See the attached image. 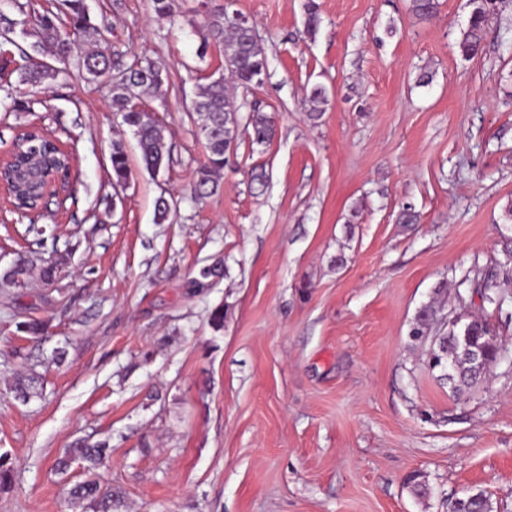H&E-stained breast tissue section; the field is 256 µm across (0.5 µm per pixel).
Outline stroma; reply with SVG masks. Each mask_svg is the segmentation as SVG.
Wrapping results in <instances>:
<instances>
[{"mask_svg": "<svg viewBox=\"0 0 512 512\" xmlns=\"http://www.w3.org/2000/svg\"><path fill=\"white\" fill-rule=\"evenodd\" d=\"M87 2L125 63H166L141 103L166 128L170 162L143 169L112 78L74 68L46 90L19 84L13 61L30 41L0 32V99L31 103L0 107V157L37 124L73 163L47 209L21 218L0 200V273L24 267L0 283V453L15 467L0 512H94L65 502L81 465L54 468L83 437L111 446L100 481L121 491L117 512H450L472 491L512 512V285L499 270L512 247V0H496L471 59L456 46L468 0H439L429 19L409 0H319L312 35L306 0H235L268 58L264 83L236 100L273 116L276 135L261 150L239 135L202 200L191 109L224 48L202 47L199 0H172L168 20L150 0ZM425 70L433 81L418 85ZM317 86L328 103L312 121ZM119 138L132 178L116 190ZM256 167L265 185L252 183ZM161 196L171 214L159 224ZM406 206L418 223H400ZM217 259L223 277L189 288ZM476 269L496 272L503 312L463 285ZM431 300L442 324L484 316L503 348L460 398L409 336ZM28 321L44 336L19 331ZM20 377L37 382L26 403L11 390ZM413 471L428 498L407 488Z\"/></svg>", "mask_w": 512, "mask_h": 512, "instance_id": "obj_1", "label": "stroma"}]
</instances>
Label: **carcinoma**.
<instances>
[{
  "instance_id": "obj_1",
  "label": "carcinoma",
  "mask_w": 512,
  "mask_h": 512,
  "mask_svg": "<svg viewBox=\"0 0 512 512\" xmlns=\"http://www.w3.org/2000/svg\"><path fill=\"white\" fill-rule=\"evenodd\" d=\"M493 2L495 0H470L472 10L468 26L457 42L463 57L472 58L481 52L486 27L494 8ZM2 6L12 8L18 13V17L11 18L0 10V22L5 24L4 32L12 33L18 28L22 35L36 38V42L31 45V51L22 50L19 53L20 62L16 65L15 72L21 84L50 86L58 80L66 79L69 75L68 65L74 38L89 29L100 31V28L90 22L87 0H61L56 11L46 10L33 15L24 10V5L19 0H0V7ZM438 6V0H410L411 11L423 19L432 17ZM319 22V5L315 0H307V33H315ZM201 39L206 45L212 42L223 45L224 56L230 61L233 84L246 89L262 84L261 78L267 71L265 49L254 39L252 29L235 25L232 14L222 9L207 11ZM45 45L54 48V57L60 66H53L38 58ZM119 56L120 52L111 50V46L103 40L101 46L81 57L76 66L96 78L111 71L115 58ZM164 71L162 64L147 59L120 71L118 85L144 91L156 89L162 84ZM112 102L115 111L121 115L122 122L133 131L145 169L153 175L160 173L169 164L165 150V127L149 112L135 109L122 91L113 94ZM326 102L324 88L315 87L311 90V119L321 116ZM192 112L200 121V129L206 141V162L197 170L194 187L197 195L204 196L217 189L215 176L224 170V165L230 159L231 147L238 136V128L235 127L239 123L238 109L224 82V75L211 77L207 84L199 87ZM244 129L248 131L253 145H265L275 134L272 117L257 109L252 110L246 117ZM30 154L37 155L47 169H56L65 161V154L57 144L40 137L26 144L23 153L16 155L15 164L23 163ZM110 163L112 184L126 186L131 171L123 142H113ZM222 273V266L217 263L203 265L190 281V287L198 290L208 288ZM494 277L495 274L490 272H475L482 302L499 310L505 297L493 290ZM436 314L435 301L422 305L410 335L416 340L430 342V365L441 369L442 379L448 382L453 393L468 392L485 378L488 368L500 355L496 333L483 318H472L465 323L459 318L448 322L447 328L436 331ZM13 391L15 397L24 402L38 395L34 390L33 380L25 378L16 379ZM109 458L108 442L79 438L57 460L56 467L61 472L67 470L70 463L77 461L89 474V477L66 490L65 499L68 505L75 507L88 501L97 508V512H112L116 508L120 503L118 492L102 489L99 482L92 477L93 472L105 465ZM406 485L418 498L424 499L429 494V487L421 473L409 475ZM453 509L455 512H494L491 498L483 492L456 500Z\"/></svg>"
}]
</instances>
